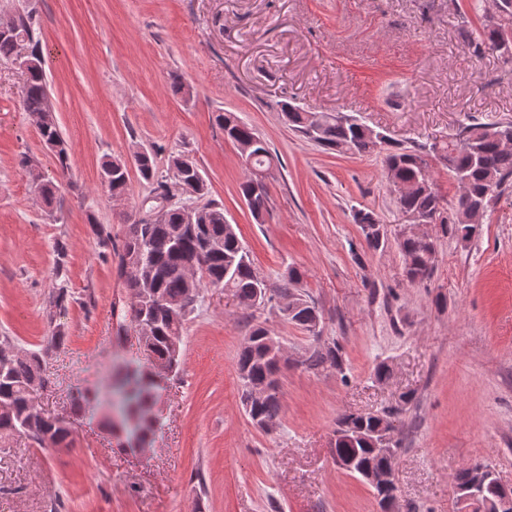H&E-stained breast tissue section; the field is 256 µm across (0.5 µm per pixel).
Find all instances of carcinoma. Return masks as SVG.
<instances>
[{"label": "carcinoma", "mask_w": 512, "mask_h": 512, "mask_svg": "<svg viewBox=\"0 0 512 512\" xmlns=\"http://www.w3.org/2000/svg\"><path fill=\"white\" fill-rule=\"evenodd\" d=\"M512 22V0H498V14L483 24L485 38L473 44V53L479 57L486 50H497V35L502 21ZM28 52V67L22 88L24 110L42 118L40 134L55 151L61 169L68 168V153L53 115L49 91L45 80L43 57L35 37L32 15L19 12L12 18V32L0 33V57L18 58L21 50ZM282 115L288 126L325 150L349 151L358 155L385 152L384 164L388 179H398L413 185L412 190L396 197L402 213H414L431 224L439 225L442 233H449L461 242H468L475 234L473 225L456 217L464 206L488 210L512 185V148L499 146L495 134L512 129V122L465 125L459 137L443 143L405 146L393 142L381 131L359 122L348 115L332 112H301L296 107L282 104ZM216 122L224 135L241 147L248 148L247 159L256 169L267 168L273 154L268 144L252 128L231 112H220ZM448 165L459 191L454 201H447L434 182L431 161ZM133 164L146 181H156L153 195L143 200L141 207L154 208L169 203L164 219H139L128 225L122 246V257L130 256L140 267L126 273L130 294L144 289L150 299L143 308H131L132 320L141 315L152 323L150 335L142 337L146 350L153 357L152 367L127 372L120 383L124 389L122 412L124 421L132 425L131 436L145 442L154 426L151 410L155 400L157 379L164 368L175 370L179 366L181 348L178 336L187 314L194 310L205 288L230 291L246 308L262 305L267 300L266 281L255 271L250 252L243 246L232 224L224 219V208L206 200L208 185L197 165L181 153L171 155L170 167L175 183L193 190L187 201H172L175 194L168 183L157 179L155 158L149 151L136 153ZM31 180L39 187L47 207H53L58 185L43 178L41 173L25 161ZM106 177L105 187L112 197L122 196L127 188V165L120 160L102 164ZM252 216L258 220L267 211L266 184L249 180L240 187ZM204 202L203 223H184L182 208L185 203ZM367 248L378 250L388 241L384 224L373 211L359 209L353 214ZM397 248L404 262L405 276L411 284L431 279L436 267V248L433 240L418 236H398ZM299 279L295 269H288L285 287L280 297L288 301L284 308L286 318L308 330L316 329L321 316L315 303L295 293L291 285ZM283 360L279 343L269 329L257 323L249 330L247 345L237 361L243 388L267 389L266 396L251 404L247 411L252 423L276 424L280 412L277 374ZM328 365L342 369L341 349L332 345L315 350L307 359V366L318 368ZM47 384L43 373V357L29 352L15 357L6 371L0 373V439L14 435L26 437L39 447L68 448L72 444L70 425L50 418L34 417L29 412L30 390ZM393 412L383 414H342L336 420L335 442L332 448L336 463H350L346 472L364 477L367 470H380L385 458L375 452L382 447L386 432H391L392 447H401L396 428L390 427ZM456 497L471 488L480 492L485 503L482 512H496L495 503L501 484L481 462H472L459 469L453 477Z\"/></svg>", "instance_id": "1"}]
</instances>
